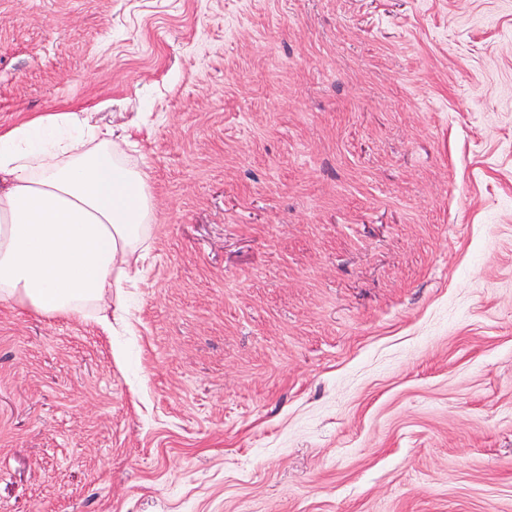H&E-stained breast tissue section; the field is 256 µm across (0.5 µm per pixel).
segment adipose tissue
Here are the masks:
<instances>
[{"instance_id":"obj_1","label":"adipose tissue","mask_w":512,"mask_h":512,"mask_svg":"<svg viewBox=\"0 0 512 512\" xmlns=\"http://www.w3.org/2000/svg\"><path fill=\"white\" fill-rule=\"evenodd\" d=\"M129 136L61 110L0 131V299L60 318L97 313L142 276L154 219Z\"/></svg>"}]
</instances>
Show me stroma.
<instances>
[{"instance_id": "35a3bbf8", "label": "stroma", "mask_w": 512, "mask_h": 512, "mask_svg": "<svg viewBox=\"0 0 512 512\" xmlns=\"http://www.w3.org/2000/svg\"><path fill=\"white\" fill-rule=\"evenodd\" d=\"M128 128L123 323L0 300V512H512V0H0V128Z\"/></svg>"}]
</instances>
